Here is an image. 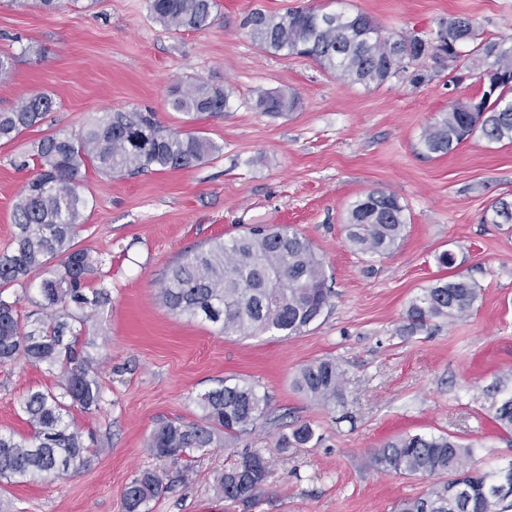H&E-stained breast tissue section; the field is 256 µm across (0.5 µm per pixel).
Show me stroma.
Listing matches in <instances>:
<instances>
[{
  "instance_id": "35a3bbf8",
  "label": "stroma",
  "mask_w": 512,
  "mask_h": 512,
  "mask_svg": "<svg viewBox=\"0 0 512 512\" xmlns=\"http://www.w3.org/2000/svg\"><path fill=\"white\" fill-rule=\"evenodd\" d=\"M149 0H63L50 12L0 0V110L45 93L56 102L41 124L0 142V252L10 249L13 209L37 168V142L74 134L105 112H153L175 131L213 140L214 155L188 169L137 175L88 172L89 205L76 247L102 257L108 300L81 341L108 398L100 411L71 409L67 420L94 433L99 449L80 474L37 483H0V512H122L127 485L157 468L147 448L159 419L199 421V395L226 379L270 397L273 424L217 444L188 467L167 470L151 512H395L430 478L377 469L374 455L405 434L447 433L472 448V468L512 461V434L492 419L486 389L512 379V224H487L486 206L512 202V144L475 137L445 155L421 152L423 129L455 101L479 97L480 71L466 59L425 57L424 83H350L315 61L270 53L242 29L252 10L331 8V0H216L202 30L156 22ZM388 36L434 35L440 20L470 18L481 38H512V0H342ZM203 79L228 94L218 116L188 118L167 104L170 86ZM297 95V110L269 115L258 92ZM394 192L409 221L389 255L355 252L346 241L350 205L368 192ZM283 224L321 256L333 291L306 332L291 337L225 336L176 315L159 297L164 273L184 255ZM451 251L453 269L436 256ZM474 281L480 298L453 322L413 335L401 327L410 300L449 273ZM333 358L343 400L324 406L298 392L304 364ZM44 367L20 359L0 367V431L22 437L29 391L57 389ZM309 423L317 441L278 448L280 433ZM263 456V493L248 507L214 492L237 452Z\"/></svg>"
}]
</instances>
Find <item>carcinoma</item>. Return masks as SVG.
I'll return each mask as SVG.
<instances>
[{"instance_id":"carcinoma-1","label":"carcinoma","mask_w":512,"mask_h":512,"mask_svg":"<svg viewBox=\"0 0 512 512\" xmlns=\"http://www.w3.org/2000/svg\"><path fill=\"white\" fill-rule=\"evenodd\" d=\"M216 0H149L153 19L171 31L200 30L213 20ZM251 39L283 56L313 59L322 69L355 84L381 85L392 79L425 80L416 69L421 61L417 34L390 37L391 50L379 37L374 21L363 13L299 8L283 15L250 12L242 22ZM476 39L473 23L463 17L439 22L428 39L434 51L441 44ZM481 71H495V84L480 99L458 101L428 124L420 143L428 154L445 155L478 134L490 143H512V44L482 40L467 51ZM228 94L202 80L171 87L168 104L175 112L196 116L223 114ZM299 100L277 92H262L256 107L265 113L290 112ZM54 107L47 94L21 98L0 112V141L10 142L40 124ZM219 151L209 138L163 126L153 112H106L76 135L42 138L34 154L39 172L19 194L14 207L17 228L10 249L0 254V365L20 357L59 374L60 391H35L21 401L31 432L20 439L0 433V478L14 483L43 481L78 472L90 463L92 448L81 430L65 420L70 408L99 411L107 403L98 370L80 346L85 324L81 311L103 305L108 293L100 288L86 294L87 280L102 261L74 247L87 200L82 168L130 175L164 169H187ZM490 223L512 224V203L490 206ZM407 226L405 206L390 192L373 191L349 208L345 228L350 247L362 254L389 255ZM57 266H49L54 258ZM44 271L38 291L44 308L55 313L27 331L17 313V301L3 296L5 288ZM172 312L201 319L229 336L271 333L296 336L315 323L330 305L323 261L311 242L289 226L255 225L230 239L182 258L171 267L160 288ZM480 297L478 286L460 274L436 280L409 303L403 331L412 335L434 319L453 321L467 316ZM76 307L78 312L70 311ZM343 371L333 358L300 367L294 387L324 405L342 398ZM488 411L506 431H512V387L501 382L486 394ZM199 422L163 420L151 432L147 448L159 461L177 464L196 452L215 447L216 439H234L264 427L270 416L269 398L256 386L224 380L197 398ZM315 438L308 423L278 439V447L305 448ZM470 448L450 435L406 434L377 450L375 465L383 472L430 476L435 482L398 512H512V461L480 473L468 468ZM264 459L248 451L217 478L224 499L252 505L263 491ZM165 472L146 470L123 494V512H149L150 502L163 490Z\"/></svg>"}]
</instances>
